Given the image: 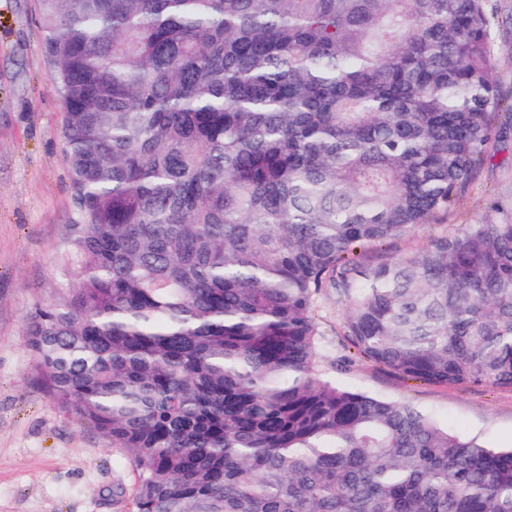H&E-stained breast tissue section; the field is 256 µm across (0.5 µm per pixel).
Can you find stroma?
Returning a JSON list of instances; mask_svg holds the SVG:
<instances>
[{
	"label": "stroma",
	"mask_w": 512,
	"mask_h": 512,
	"mask_svg": "<svg viewBox=\"0 0 512 512\" xmlns=\"http://www.w3.org/2000/svg\"><path fill=\"white\" fill-rule=\"evenodd\" d=\"M492 36L503 57L495 82L512 106V0H489ZM63 106L42 49L40 0H0V512H133L137 476L94 429L77 425L43 389L27 345L26 320L56 294L58 262L77 218L64 160ZM512 211V132L447 215L395 242L418 250L454 224L494 221ZM319 373L341 385L404 399L449 431L512 445V390L411 383L345 354L334 293L320 296Z\"/></svg>",
	"instance_id": "stroma-1"
}]
</instances>
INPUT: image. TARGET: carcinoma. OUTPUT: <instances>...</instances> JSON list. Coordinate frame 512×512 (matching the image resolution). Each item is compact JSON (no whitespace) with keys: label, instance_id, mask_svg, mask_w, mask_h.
Instances as JSON below:
<instances>
[{"label":"carcinoma","instance_id":"carcinoma-1","mask_svg":"<svg viewBox=\"0 0 512 512\" xmlns=\"http://www.w3.org/2000/svg\"><path fill=\"white\" fill-rule=\"evenodd\" d=\"M79 220L26 322L134 512H512V448L318 374L512 389V213L390 250L500 138L486 0H40Z\"/></svg>","mask_w":512,"mask_h":512}]
</instances>
